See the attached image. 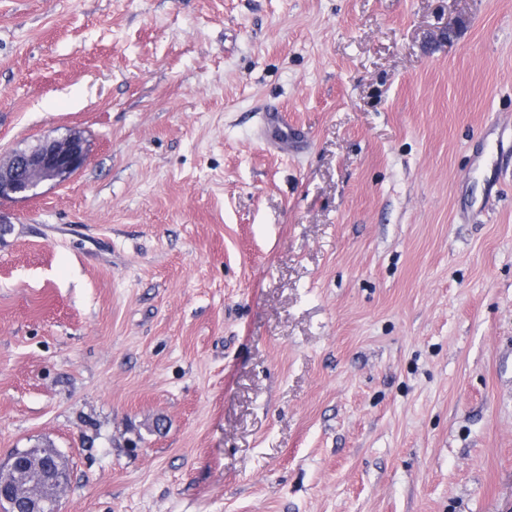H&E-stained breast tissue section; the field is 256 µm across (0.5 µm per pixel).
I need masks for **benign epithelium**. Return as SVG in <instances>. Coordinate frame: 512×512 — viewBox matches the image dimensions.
<instances>
[{
    "label": "benign epithelium",
    "mask_w": 512,
    "mask_h": 512,
    "mask_svg": "<svg viewBox=\"0 0 512 512\" xmlns=\"http://www.w3.org/2000/svg\"><path fill=\"white\" fill-rule=\"evenodd\" d=\"M87 159L84 140L76 135L46 137L29 151L0 161V200L37 195L46 181H63ZM67 484L63 459L48 448L16 450L0 466V506L9 512H58V498Z\"/></svg>",
    "instance_id": "benign-epithelium-1"
}]
</instances>
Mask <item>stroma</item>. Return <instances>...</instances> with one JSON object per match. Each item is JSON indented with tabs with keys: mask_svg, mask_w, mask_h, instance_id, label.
<instances>
[{
	"mask_svg": "<svg viewBox=\"0 0 512 512\" xmlns=\"http://www.w3.org/2000/svg\"><path fill=\"white\" fill-rule=\"evenodd\" d=\"M0 464L59 512H512V0H0ZM163 428H156V420ZM86 159L84 140L76 135L46 137L29 151L14 152L0 161V200L34 197L42 183L65 180ZM39 447L45 448L16 450L8 463L0 466V508L6 505L8 512L59 511V494L68 480L64 461L48 449L52 446Z\"/></svg>",
	"mask_w": 512,
	"mask_h": 512,
	"instance_id": "stroma-1",
	"label": "stroma"
}]
</instances>
